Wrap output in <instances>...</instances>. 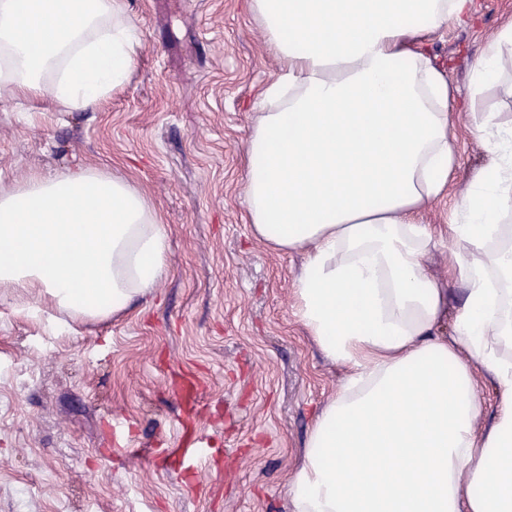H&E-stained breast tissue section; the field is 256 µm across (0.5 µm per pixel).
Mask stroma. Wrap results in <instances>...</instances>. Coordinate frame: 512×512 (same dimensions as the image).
<instances>
[{
	"label": "stroma",
	"instance_id": "1",
	"mask_svg": "<svg viewBox=\"0 0 512 512\" xmlns=\"http://www.w3.org/2000/svg\"><path fill=\"white\" fill-rule=\"evenodd\" d=\"M143 33L128 84L101 107L0 103V192L31 173L100 166L135 180L168 235L153 294L102 321L54 326L37 294L0 286V512H290L287 480L345 372L294 315L297 254L250 234L245 144L277 69L248 0H127ZM472 25L430 47L464 87L512 0H473ZM512 118L501 87L450 117L459 167L425 214L427 269L447 278L443 233L487 153L471 111ZM214 452L197 474L166 464L181 439Z\"/></svg>",
	"mask_w": 512,
	"mask_h": 512
}]
</instances>
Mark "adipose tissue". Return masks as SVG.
I'll list each match as a JSON object with an SVG mask.
<instances>
[{"label": "adipose tissue", "mask_w": 512, "mask_h": 512, "mask_svg": "<svg viewBox=\"0 0 512 512\" xmlns=\"http://www.w3.org/2000/svg\"><path fill=\"white\" fill-rule=\"evenodd\" d=\"M277 71L246 141L251 235L300 253L295 315L346 377L288 481L290 512H512V122L476 112L488 162L461 195L447 279L424 221L457 167L449 110L502 80L512 22L467 93L427 46L473 0H249ZM143 43L126 0H0V101L100 106ZM158 209L90 166L0 192V286L102 320L166 274ZM457 287L462 301L448 307ZM453 332L440 335L445 318ZM495 387L480 424V380Z\"/></svg>", "instance_id": "adipose-tissue-1"}]
</instances>
